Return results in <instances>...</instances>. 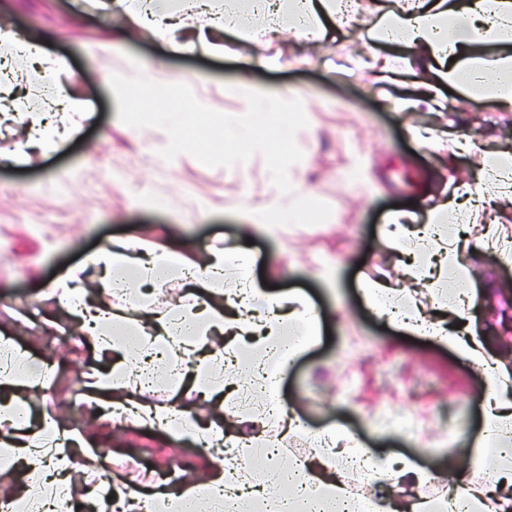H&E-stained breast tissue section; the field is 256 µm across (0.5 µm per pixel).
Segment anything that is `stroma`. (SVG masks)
Instances as JSON below:
<instances>
[{
  "label": "stroma",
  "instance_id": "35a3bbf8",
  "mask_svg": "<svg viewBox=\"0 0 512 512\" xmlns=\"http://www.w3.org/2000/svg\"><path fill=\"white\" fill-rule=\"evenodd\" d=\"M383 13L379 5L364 8L343 27L323 20L315 43L283 30L269 52L285 65L266 68L246 64L247 43L229 34L223 54L175 53L153 39L148 26L132 25L95 0H0V24L41 42L59 59L55 81L91 114L47 155L34 146L27 126L0 112V298L17 304L0 308V340L56 365L51 390L25 396L29 424L53 414L111 458L105 470L82 464L72 472L74 499L84 500L87 483L105 473L114 486L156 491L152 471L125 468L132 456L154 468L178 460L184 475L204 478L218 474L220 464L214 453L188 455L189 441L164 427H118L93 416L91 406L72 405V390L106 361L54 301V283L80 266L83 287L92 288L90 259L114 241L174 243L201 263L210 250L242 246L245 207L276 204L279 175L303 180L316 205L300 222L253 233L251 277L262 291L274 286L279 295L310 300L322 315L320 336L283 375L279 390L306 428L283 439L275 427L264 432L279 444V463L309 457L313 433L335 425L375 457H404L434 473V481L416 489L431 498L441 492L440 477L471 455L483 429L484 372L437 339L404 334L377 318L360 286L367 279L407 284L406 267L387 242L389 231L409 224L432 199L461 189L478 166L477 155L465 154L457 169L446 167L440 152L414 140L411 129L450 141L466 128L482 150L493 151L512 144V105L449 92L441 84L431 95L412 94L427 79L419 58L402 66L398 82L381 79L372 61L386 49L376 29ZM157 57L165 58L171 78L174 119L163 129L154 126L150 93L125 97L113 85L132 60ZM242 82L271 93L297 92L312 133L289 139L280 124L265 123L256 129L263 149L227 146L224 116L245 108L229 90ZM15 150L22 159L6 160ZM491 222L512 226V199L475 208L462 246L478 254L467 257L466 269L476 284L492 282L507 298L512 263L482 244ZM129 291L150 295L149 308L128 306L135 324L146 311L162 312L186 299L191 288L176 276L150 290L133 284ZM29 297L43 300L32 315L19 308ZM138 398L153 407L176 403L213 415L196 387L162 382Z\"/></svg>",
  "mask_w": 512,
  "mask_h": 512
}]
</instances>
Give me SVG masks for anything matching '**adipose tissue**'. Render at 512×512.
<instances>
[{
	"instance_id": "obj_1",
	"label": "adipose tissue",
	"mask_w": 512,
	"mask_h": 512,
	"mask_svg": "<svg viewBox=\"0 0 512 512\" xmlns=\"http://www.w3.org/2000/svg\"><path fill=\"white\" fill-rule=\"evenodd\" d=\"M354 5L355 0H251L252 11L263 18L261 25L248 33L257 50L256 62H264L263 50L279 29L283 13H290L299 37H317L321 34L319 15L343 26L354 15ZM107 7L124 12L134 22L149 23L155 36L163 41L181 29L198 30L202 46L212 51L223 45L225 32L238 25L237 16L225 11L216 0H180L175 9L163 6L161 0H108ZM381 31L386 43L426 53L437 66L439 81L462 92L484 87L489 89L492 100L512 104V0H406L404 8L386 14ZM493 43L500 44L501 56L483 58V45ZM0 52L25 56L35 64L37 72L49 77L59 65L58 59L21 39L5 25L0 26ZM245 94L248 115L225 117L224 128L232 141L246 146L255 144L254 130L259 122L294 107L297 101L295 92L288 89L271 94L249 88ZM44 109L52 113V120L36 119L32 127L42 150L50 152L67 136L78 132L82 110L61 86L50 81L45 88ZM465 190L467 202L453 198L437 202L427 211L420 231L398 226L393 243L438 257L445 240V223H467L470 207L512 197V149L504 147L484 155ZM278 191L287 197V205L276 211L265 207L248 209L243 233L294 223L305 213L309 202L301 182H279ZM252 264L251 252L242 247L230 254H212L204 267L196 270L175 246L164 245L141 253L136 243L129 241L100 249L92 260L99 273L98 286L111 295V302L88 298L75 269L58 280L55 290L86 334L102 349L126 353V368L134 369L141 379H169L179 384L188 372L198 379H213L217 369L237 362L238 357L233 350L210 348L209 336L227 332L258 337L252 370L265 395L274 397L278 394L281 368L319 336L321 320L316 309L302 298H293L286 308L281 296L257 289L251 279ZM228 268L236 272L239 286L226 294L224 305L219 306L213 298L216 288L222 287ZM176 270L189 272L200 303L182 306L167 316L152 317L146 330L128 329L123 309L130 300L126 281L135 279L154 285ZM447 288L444 307L448 318L443 321L399 305L395 288L384 283L368 281L363 285L365 298L379 317L448 344L482 368L488 380L484 395L485 432L476 441L471 460L482 464L487 459H497L495 481L471 483L467 466H460L449 477L442 498H418L411 512H512V462L505 458L512 448V402L503 397L505 388L512 385V370L490 354L482 330L474 323L471 310L475 283L461 275L449 279ZM0 356L7 360L0 368V388L10 392L9 397L0 400V462L7 466L23 464L29 473L38 476L41 486L60 494L67 489L66 478L84 458L86 439L79 433L62 432L58 420L47 415L40 423V433L55 443L51 457H44L24 443L22 426L27 409L22 396L28 391L47 389L55 368L34 361L15 347L0 349ZM91 387L100 394L98 405L103 412H127L144 423L173 426L175 435L182 439L196 441L213 433L211 426L184 409L173 405L153 408L121 396L114 386L113 372L97 374ZM314 439L317 447L312 456L278 472L277 482L288 484L292 495L276 498L271 494V485L240 478L234 467L239 451L229 442L224 446L219 478L205 484L189 480L175 489L155 492L146 502L154 506L172 503L179 512H196L199 503L212 500L213 491L218 488L228 512H247L251 503L269 500L276 501L278 512H329L334 504L341 512H354L355 496L334 466L340 458L364 466L371 483L415 487L432 478L430 472L408 459L369 455L353 444L347 430L336 426L315 433Z\"/></svg>"
}]
</instances>
